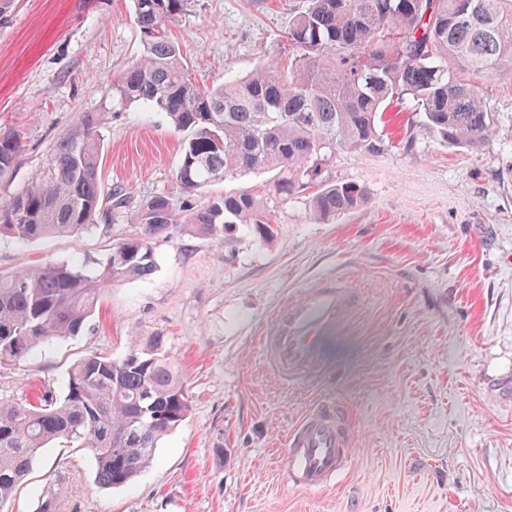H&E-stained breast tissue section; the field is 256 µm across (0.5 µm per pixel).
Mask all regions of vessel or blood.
Wrapping results in <instances>:
<instances>
[{"mask_svg": "<svg viewBox=\"0 0 512 512\" xmlns=\"http://www.w3.org/2000/svg\"><path fill=\"white\" fill-rule=\"evenodd\" d=\"M355 301L352 289L325 281L302 288L276 314L262 345L270 373L291 381L315 371L325 343L341 326ZM356 459L350 419L337 403L315 406L290 431L287 478L292 486L319 492L353 467Z\"/></svg>", "mask_w": 512, "mask_h": 512, "instance_id": "vessel-or-blood-1", "label": "vessel or blood"}]
</instances>
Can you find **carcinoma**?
<instances>
[{
    "instance_id": "obj_1",
    "label": "carcinoma",
    "mask_w": 512,
    "mask_h": 512,
    "mask_svg": "<svg viewBox=\"0 0 512 512\" xmlns=\"http://www.w3.org/2000/svg\"><path fill=\"white\" fill-rule=\"evenodd\" d=\"M190 5L133 0L143 55L108 88L112 102L153 107L186 134L175 171L182 196L147 200L133 216L138 231L101 258L0 276V364L93 332L104 289L152 275L160 238L190 229L220 240L230 224L269 236L265 199L242 190L199 205L193 196L207 186L273 172L274 191L291 197L317 178L336 147L381 148L378 123L394 103H412L450 145L479 151L492 139V114L448 61L477 73L511 67L512 0H308L288 25V66L264 64L217 87L192 79L171 31ZM103 125L102 112L77 113L41 165L0 203V236L72 234L124 207L122 192L102 191ZM23 151L20 134L0 126V183L11 180ZM365 201L362 186L331 184L309 207L330 221ZM189 411L187 389L157 334L131 337L120 358L77 361L60 400L48 392L34 401L0 400V509L56 442L88 449L102 484L131 482ZM37 512H58L54 484Z\"/></svg>"
}]
</instances>
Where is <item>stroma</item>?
<instances>
[{"label": "stroma", "instance_id": "obj_1", "mask_svg": "<svg viewBox=\"0 0 512 512\" xmlns=\"http://www.w3.org/2000/svg\"><path fill=\"white\" fill-rule=\"evenodd\" d=\"M307 0H192L172 28L195 81L211 87L287 64L286 32ZM143 44L132 0H16L0 21V125L25 144L0 202L39 167L77 113L102 112L103 190L128 203L111 220L25 242L0 237V274L110 252L134 234L150 197L180 196L183 135L165 113L118 106L108 86ZM494 118L481 152L444 143L421 114L393 106L380 150L337 148L322 183H356L366 202L317 220L306 195L279 196L273 174L203 189L266 198L273 233L233 224L223 239L189 230L157 241L156 269L109 285L96 332L0 365V398L66 391L90 353L118 358L132 332L160 333L191 410L131 483H99L83 448H49L10 503L34 512L56 484L59 512H512V70L459 71ZM325 279L358 305L316 373L282 384L260 346L276 308ZM352 416L358 448L334 489L289 485L286 437L318 402Z\"/></svg>", "mask_w": 512, "mask_h": 512}]
</instances>
